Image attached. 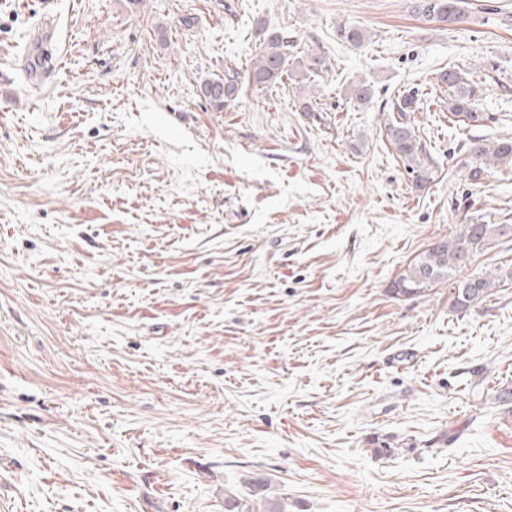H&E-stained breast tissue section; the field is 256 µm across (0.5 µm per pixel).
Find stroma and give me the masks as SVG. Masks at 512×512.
<instances>
[{"instance_id":"obj_1","label":"stroma","mask_w":512,"mask_h":512,"mask_svg":"<svg viewBox=\"0 0 512 512\" xmlns=\"http://www.w3.org/2000/svg\"><path fill=\"white\" fill-rule=\"evenodd\" d=\"M467 3L0 0V512H224L255 476L288 512H512V405L472 394L512 386V280L463 312L391 291L512 224V167L466 151L512 138V0ZM274 33L328 61L310 111L291 78L201 97ZM412 91L421 190L384 135ZM510 269L512 238L462 275ZM415 6L416 11L430 19L442 22H462L466 12L462 8L464 0H420ZM242 74L237 67H227L223 78L205 79L200 83L199 90L210 105L223 109L240 92ZM440 81L448 86V111L453 117L465 124L483 121V113L473 109L477 89L465 81L460 72L448 70L440 75ZM504 224H463L455 234L429 246L410 261L392 283V293L410 297L425 292L441 280L454 279L472 256L486 245L505 236L511 237ZM504 231V232H503ZM467 258V259H466Z\"/></svg>"}]
</instances>
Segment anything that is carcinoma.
Segmentation results:
<instances>
[{
  "mask_svg": "<svg viewBox=\"0 0 512 512\" xmlns=\"http://www.w3.org/2000/svg\"><path fill=\"white\" fill-rule=\"evenodd\" d=\"M464 0H419L416 11L430 19L442 22H462L466 12L462 8ZM337 36L342 41L358 47L366 38L364 30L352 25H341ZM290 44L285 37L271 35L262 50L255 56L247 68V77L255 85H271L288 75V62L291 57ZM440 81L448 86V111L461 122L479 123L483 113L473 109V99L477 89L463 79L456 70H448L440 75ZM242 72L236 67L224 69V77L205 79L199 90L204 98L217 109L235 99L241 90ZM415 98L402 95L390 104V110L397 113L385 126V135L403 161L404 167L412 175L413 184L424 189L433 179L434 164L427 152L419 132L410 121L409 113L414 111ZM469 153L484 164L512 165V139L504 138L489 141L477 139L469 145ZM504 237L500 224H463L455 234L442 239L410 261L392 283V293L410 297L425 292L436 283L452 281L451 304L465 311L493 294L500 277L487 274L463 280L455 279L470 262V258L484 246ZM248 497H229L225 499L227 512H257L254 503L266 498L268 482L263 478H254L249 482Z\"/></svg>",
  "mask_w": 512,
  "mask_h": 512,
  "instance_id": "obj_1",
  "label": "carcinoma"
}]
</instances>
